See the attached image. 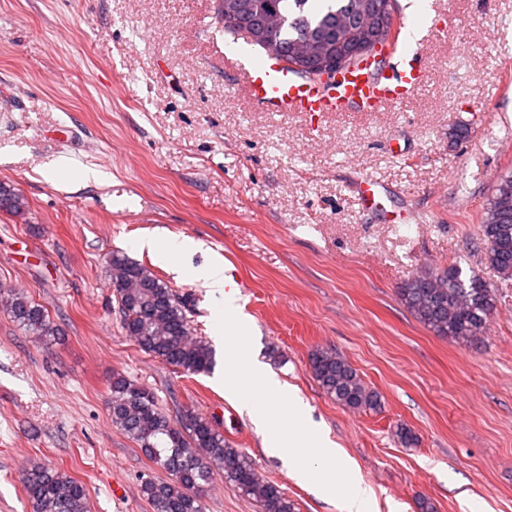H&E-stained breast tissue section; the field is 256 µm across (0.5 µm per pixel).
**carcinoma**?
<instances>
[{"label": "carcinoma", "instance_id": "obj_1", "mask_svg": "<svg viewBox=\"0 0 512 512\" xmlns=\"http://www.w3.org/2000/svg\"><path fill=\"white\" fill-rule=\"evenodd\" d=\"M224 32L247 33L250 42L286 58L297 72L319 76L328 58L347 66L373 52L382 29L394 26L396 0H220ZM314 42L319 55L296 58L299 42ZM24 197L0 183V209L20 214ZM485 263L504 286H512V196L499 190L489 199L479 227ZM126 334L146 353L186 373L211 370L214 356L205 340L191 335L182 305L172 289L147 266L123 255L109 261ZM398 296L403 306L437 335L456 343L480 339L496 308V289L476 275L465 279L456 265L426 268L406 279ZM13 320L36 336H54L57 328L43 306L21 293L5 300ZM312 374L336 403L353 410L381 408L340 353L317 350L310 358ZM112 417L142 453L170 479H142L143 494L153 512H203L195 490L211 479L213 467L263 512H296V504L275 483L261 479L238 448L224 441L212 423L199 416L179 428L157 406L152 393L121 374L112 375ZM33 512H89L84 484L64 471L35 466L23 476Z\"/></svg>", "mask_w": 512, "mask_h": 512}]
</instances>
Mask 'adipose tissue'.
Returning a JSON list of instances; mask_svg holds the SVG:
<instances>
[{
    "instance_id": "obj_1",
    "label": "adipose tissue",
    "mask_w": 512,
    "mask_h": 512,
    "mask_svg": "<svg viewBox=\"0 0 512 512\" xmlns=\"http://www.w3.org/2000/svg\"><path fill=\"white\" fill-rule=\"evenodd\" d=\"M197 279L219 296L226 325L243 328L244 319L233 293L227 292L224 265L214 261L195 269ZM224 393L245 409L267 440V446L279 458L292 465L299 478L306 481L314 492L324 498H342L345 512H372L369 495L362 480L344 454L336 448L324 432L306 418L303 404L296 392L282 384L260 362L254 351L233 343L225 344ZM267 395L269 405L259 407L249 400L248 391ZM314 449L325 458L329 466L321 470L308 468L299 451Z\"/></svg>"
}]
</instances>
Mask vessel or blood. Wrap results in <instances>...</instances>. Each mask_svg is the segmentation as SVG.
Returning <instances> with one entry per match:
<instances>
[{
    "label": "vessel or blood",
    "mask_w": 512,
    "mask_h": 512,
    "mask_svg": "<svg viewBox=\"0 0 512 512\" xmlns=\"http://www.w3.org/2000/svg\"><path fill=\"white\" fill-rule=\"evenodd\" d=\"M382 41L383 64L366 60L321 81L295 73L282 57L264 54L255 64L235 56V70L250 104L263 112H388L408 103L425 85L428 72L420 52L405 53L392 33Z\"/></svg>",
    "instance_id": "obj_1"
}]
</instances>
